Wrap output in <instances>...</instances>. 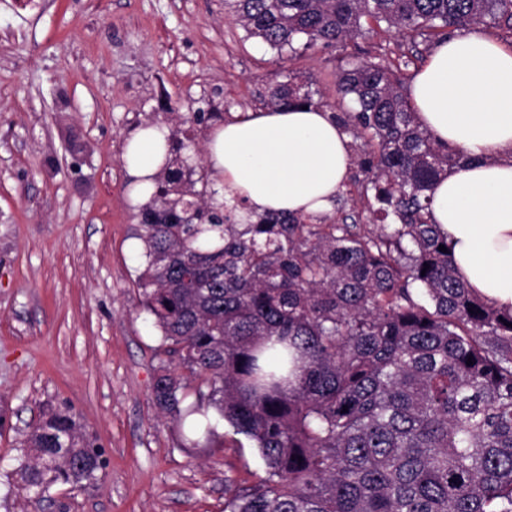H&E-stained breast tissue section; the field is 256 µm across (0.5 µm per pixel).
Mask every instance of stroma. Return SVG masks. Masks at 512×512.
<instances>
[{
	"mask_svg": "<svg viewBox=\"0 0 512 512\" xmlns=\"http://www.w3.org/2000/svg\"><path fill=\"white\" fill-rule=\"evenodd\" d=\"M409 50L371 33L283 62L224 0H0V512H224L228 480L265 477L227 424L223 446L193 448L191 423L153 403L177 362L136 285L124 141L199 109L262 110L290 76L334 112L340 65ZM49 405L72 410L105 467L38 505L6 481Z\"/></svg>",
	"mask_w": 512,
	"mask_h": 512,
	"instance_id": "1",
	"label": "stroma"
}]
</instances>
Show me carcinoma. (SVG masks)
Wrapping results in <instances>:
<instances>
[{
    "mask_svg": "<svg viewBox=\"0 0 512 512\" xmlns=\"http://www.w3.org/2000/svg\"><path fill=\"white\" fill-rule=\"evenodd\" d=\"M278 52L331 46L363 23L434 47L473 25L512 23V0H224ZM398 58L336 72L333 114L362 140L359 197L371 223L213 205L189 180L176 131L136 238L143 302L163 352L155 405L174 419L214 407L257 448L266 477L228 488L224 512H512V310L455 271L435 184L471 158L416 117ZM290 77L266 106L313 105ZM429 268H424V265ZM472 364H467V360ZM348 411H343V408ZM13 474L34 502L105 467L75 415L48 406Z\"/></svg>",
    "mask_w": 512,
    "mask_h": 512,
    "instance_id": "1",
    "label": "carcinoma"
}]
</instances>
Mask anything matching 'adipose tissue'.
<instances>
[{
  "instance_id": "obj_1",
  "label": "adipose tissue",
  "mask_w": 512,
  "mask_h": 512,
  "mask_svg": "<svg viewBox=\"0 0 512 512\" xmlns=\"http://www.w3.org/2000/svg\"><path fill=\"white\" fill-rule=\"evenodd\" d=\"M420 124L470 156L433 191L432 219L448 236L452 264L488 303L512 307V49L473 28L448 38L414 77ZM168 131L144 126L123 161L132 205L148 201ZM209 168L225 197L255 213L329 212L352 166L350 140L330 112L299 106L234 115L215 126Z\"/></svg>"
}]
</instances>
